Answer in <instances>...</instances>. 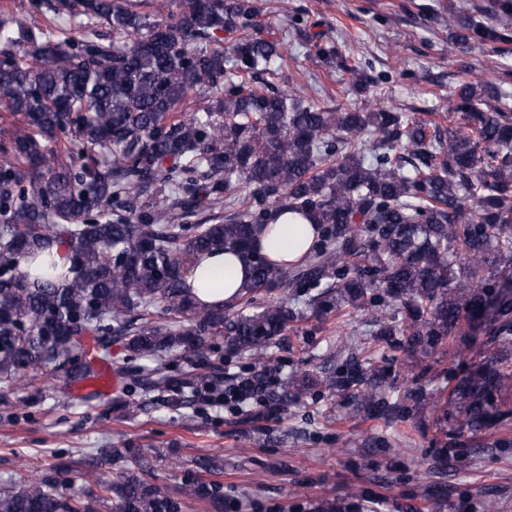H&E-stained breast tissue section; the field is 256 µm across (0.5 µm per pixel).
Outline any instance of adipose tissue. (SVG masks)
<instances>
[{
    "label": "adipose tissue",
    "mask_w": 512,
    "mask_h": 512,
    "mask_svg": "<svg viewBox=\"0 0 512 512\" xmlns=\"http://www.w3.org/2000/svg\"><path fill=\"white\" fill-rule=\"evenodd\" d=\"M316 234L306 220L289 223L287 216H276L266 225L259 247L282 268H290L314 244ZM249 279L248 265L237 251L217 250L195 259L186 282L201 303L219 307L232 303Z\"/></svg>",
    "instance_id": "1"
}]
</instances>
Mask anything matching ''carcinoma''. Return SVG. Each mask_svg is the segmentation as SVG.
Returning <instances> with one entry per match:
<instances>
[{
    "label": "carcinoma",
    "instance_id": "1",
    "mask_svg": "<svg viewBox=\"0 0 512 512\" xmlns=\"http://www.w3.org/2000/svg\"><path fill=\"white\" fill-rule=\"evenodd\" d=\"M70 19L97 20L112 42L0 24V107L22 123L0 150V381L43 369L97 376L112 337L139 366L133 381L168 382L167 360L191 363L219 344L263 357L302 319L273 293L299 288L317 312L365 313L362 335L428 357L490 324L493 349L460 377L448 407L352 357L349 375L320 380L379 416L439 409L443 430L477 433L512 395V71L461 82L448 128L371 107L330 110L274 87L284 44L260 35L255 0H57ZM512 0L459 12L448 40L496 53L512 43ZM224 37L225 46L208 48ZM309 52L334 60L354 90L361 66L321 33ZM211 102L178 114L191 92ZM71 131L81 148L56 147ZM309 221L317 240L293 271L254 248L273 215ZM204 215L196 224L189 219ZM65 244L71 276L33 275L37 253ZM241 252L250 278L235 302L198 306L185 273L195 256ZM268 293L262 301L255 293ZM308 375L284 383L298 403ZM112 512H184L220 505L221 486L188 478L172 497L134 473L115 481L91 465ZM0 512H98L81 490L46 478L0 489Z\"/></svg>",
    "mask_w": 512,
    "mask_h": 512
}]
</instances>
